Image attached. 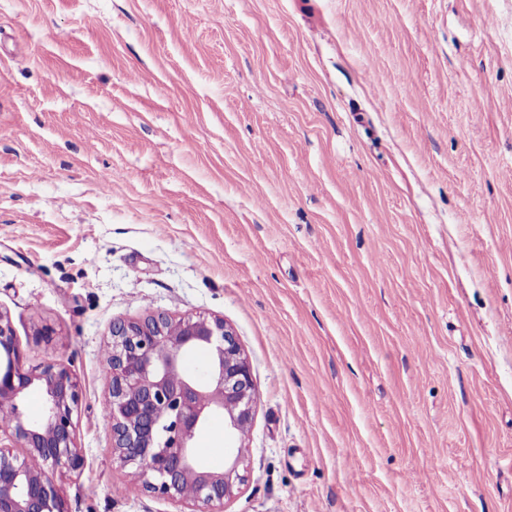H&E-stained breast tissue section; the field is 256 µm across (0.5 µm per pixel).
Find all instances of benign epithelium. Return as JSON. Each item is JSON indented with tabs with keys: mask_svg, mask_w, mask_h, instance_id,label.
Listing matches in <instances>:
<instances>
[{
	"mask_svg": "<svg viewBox=\"0 0 512 512\" xmlns=\"http://www.w3.org/2000/svg\"><path fill=\"white\" fill-rule=\"evenodd\" d=\"M196 353L204 365L189 373L183 361ZM106 364L112 448L131 468L130 480L186 512H224V499L245 481L244 459L238 453L222 472L202 470L197 442L215 415L224 416L231 444L253 417L251 366L231 329L200 315L117 320ZM33 389L42 393L43 410L30 418L24 405ZM80 397V383L64 363L25 367L11 321L0 312V407L7 408L0 433L25 449L20 459L0 445V512H70L54 475L83 466L74 422Z\"/></svg>",
	"mask_w": 512,
	"mask_h": 512,
	"instance_id": "7a95c632",
	"label": "benign epithelium"
}]
</instances>
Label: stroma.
Wrapping results in <instances>:
<instances>
[{
  "instance_id": "1",
  "label": "stroma",
  "mask_w": 512,
  "mask_h": 512,
  "mask_svg": "<svg viewBox=\"0 0 512 512\" xmlns=\"http://www.w3.org/2000/svg\"><path fill=\"white\" fill-rule=\"evenodd\" d=\"M0 311L81 382L71 512H180L102 422L157 311L250 362L224 512H512V0H0Z\"/></svg>"
}]
</instances>
